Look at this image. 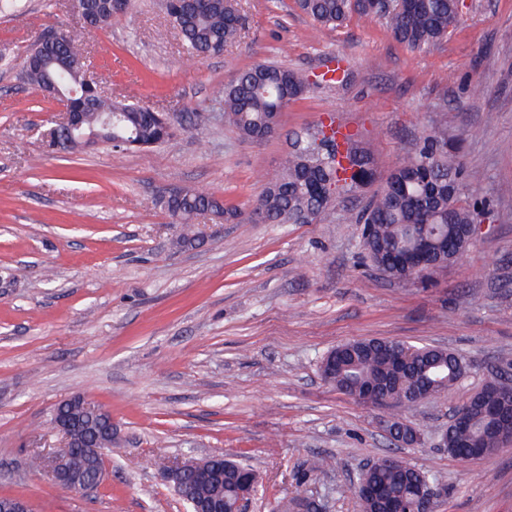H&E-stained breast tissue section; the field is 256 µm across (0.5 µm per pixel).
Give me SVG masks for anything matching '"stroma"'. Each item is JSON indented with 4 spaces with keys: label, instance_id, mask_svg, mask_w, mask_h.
I'll return each mask as SVG.
<instances>
[{
    "label": "stroma",
    "instance_id": "obj_1",
    "mask_svg": "<svg viewBox=\"0 0 512 512\" xmlns=\"http://www.w3.org/2000/svg\"><path fill=\"white\" fill-rule=\"evenodd\" d=\"M242 30L221 54L191 56L162 0H130L106 30H82L73 0L0 9V495L32 512H187L158 476L169 461L230 453L259 476L247 512L299 494L326 512H358L342 487L394 453L438 473V512H512V450L462 462L439 445L454 410L512 362V0H466L459 24L411 49L377 17L320 27L295 0H239ZM82 31L104 94L166 113L175 137L147 151L49 149L52 99L21 78L43 31ZM345 58L340 89L313 86L260 143L225 125L223 88L257 63L312 74ZM205 114L196 123L195 114ZM335 114L374 160L372 182L309 224H213L180 248L163 201L193 187L249 212L277 174L292 132ZM462 145L490 206L462 259L424 281L366 265L356 225L403 152L429 129ZM388 338L460 355L465 377L405 413L412 447L385 432L387 412L326 384L324 354ZM83 395L112 416L106 478L80 495L29 468L61 438L53 407ZM338 462L307 474L310 459Z\"/></svg>",
    "mask_w": 512,
    "mask_h": 512
}]
</instances>
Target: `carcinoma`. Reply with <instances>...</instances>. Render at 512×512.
Masks as SVG:
<instances>
[{
  "instance_id": "cac0c4a2",
  "label": "carcinoma",
  "mask_w": 512,
  "mask_h": 512,
  "mask_svg": "<svg viewBox=\"0 0 512 512\" xmlns=\"http://www.w3.org/2000/svg\"><path fill=\"white\" fill-rule=\"evenodd\" d=\"M298 9L322 26H337L351 14L383 19L394 38L411 47L423 48L448 37L459 22L457 0H390V7L379 12L366 0H296ZM165 10L183 43L196 56L216 54L240 33L239 12L235 0H165ZM119 11L110 0H90L86 23L102 29L116 19ZM23 66L25 79L44 90L56 85L61 91H76L72 109L81 113L83 125L70 130L59 127L49 146L73 152L97 143L115 150L125 143L139 142L146 147L164 144L173 137L167 117L138 102L116 101L99 95L83 82L86 67L83 40L72 32L60 30L54 39L39 38L27 49ZM346 78L333 80L323 72L312 81L308 76L283 66L256 63L241 71L234 83L223 89L224 123L245 141L266 140L279 128V117L288 104L300 98L311 85L342 86ZM303 145L291 151L281 172L258 195L248 213L226 206L224 198L214 193L183 188V194L165 200V208L175 224L184 225L177 244L192 247L197 243L193 221L199 216L225 222L243 221L306 224L321 218L334 204L336 196L356 191L368 182L371 159L350 146L352 135L337 142L336 128L318 124L299 135ZM475 179L461 162L459 148H445L444 137L431 130L406 152L390 170L381 189L357 212H345L339 220L349 224L371 225L361 245L372 266L388 273L392 280H402L404 269L398 257L413 245L412 230L420 227L441 239L435 258L450 263L459 261L464 252L455 248V240L465 225L474 224L479 212L476 204L462 193L464 180ZM466 365L458 355L448 358V351L417 346L399 340L365 339L350 341L345 352V367L333 384L354 401L357 391L368 383L395 378L401 401L383 406L390 411L393 424H402L399 412L415 406L408 394L416 384H430L440 392L464 377ZM480 391L493 395L512 391V375H489ZM467 408L471 427L464 431L448 429V454L461 457L470 448L488 454L500 448L498 437L483 427L484 412L477 403H462ZM112 447V432L106 418L83 419L81 439L71 449L76 466L93 480L104 469L103 455L97 448ZM388 455L374 461L357 481L345 486L342 494L361 498V482L380 484L388 494L402 500L407 509L423 481L440 485L439 478L411 465L386 464ZM186 482L194 484L198 499L224 495V505L236 496L237 475L224 471V490L211 484H195L193 474Z\"/></svg>"
}]
</instances>
